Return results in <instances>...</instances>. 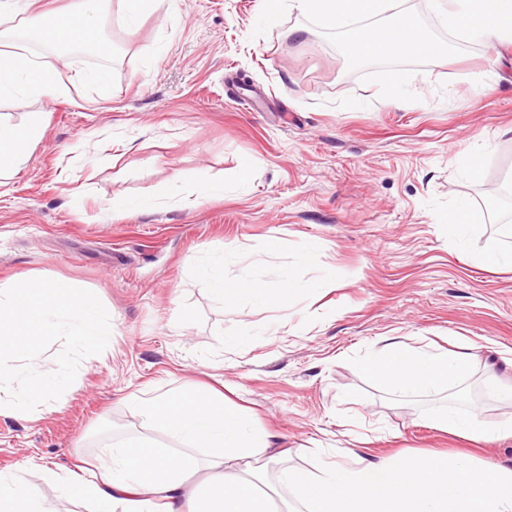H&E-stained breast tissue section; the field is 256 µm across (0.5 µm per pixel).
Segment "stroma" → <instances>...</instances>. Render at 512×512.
I'll return each instance as SVG.
<instances>
[{"instance_id": "obj_1", "label": "stroma", "mask_w": 512, "mask_h": 512, "mask_svg": "<svg viewBox=\"0 0 512 512\" xmlns=\"http://www.w3.org/2000/svg\"><path fill=\"white\" fill-rule=\"evenodd\" d=\"M263 2L166 0L132 27L123 0H106L111 55L71 60L110 68L108 87L0 99L11 123L48 115L25 169L0 188V290L52 279L92 291L111 318L107 348L59 400L0 408V472L39 465L30 479L54 512L93 510L54 475L91 470L140 436L174 447L137 415L143 392H221L289 449L272 483L313 469L320 451L345 463L465 452L512 467V438L475 442L432 421L451 406L512 416L496 395L512 388V271L485 260L512 225V194L486 206L496 178H512V45L477 39L413 66L417 99L404 102L362 82L298 13L254 36ZM468 144L483 150L474 176ZM203 180L223 194L197 198ZM113 198L153 207L104 214ZM462 202L475 227L458 245L443 217ZM310 241L320 248L300 262ZM215 252L231 276L273 284L290 268L325 286L286 306L227 307L196 281ZM389 336L466 346L468 378L436 393L382 386L361 363Z\"/></svg>"}]
</instances>
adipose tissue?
<instances>
[{
  "instance_id": "1",
  "label": "adipose tissue",
  "mask_w": 512,
  "mask_h": 512,
  "mask_svg": "<svg viewBox=\"0 0 512 512\" xmlns=\"http://www.w3.org/2000/svg\"><path fill=\"white\" fill-rule=\"evenodd\" d=\"M103 0H79L75 12L43 13L32 32L38 40L95 43L101 39ZM61 70L21 51L0 50V98L68 94ZM45 129L44 116L15 125L0 119V186L22 170ZM225 259L208 258L197 282L210 296L231 306L247 296L259 306L287 304L304 285L292 271L277 284L227 276ZM468 353L404 348L388 339L363 361L383 385L399 390H436L464 379ZM144 422L179 442L182 453L135 439L112 449L92 478H61L63 493L93 502L95 512H186L205 500V512H512V468L475 466L464 457L429 452L350 466L319 460L311 471L282 470V502L261 489L270 462L282 452L257 431L243 412L212 395L179 390L135 400ZM434 425L448 433L486 442L512 435V419L490 426L476 413L456 408L439 414ZM0 512H52L27 480L0 472Z\"/></svg>"
}]
</instances>
